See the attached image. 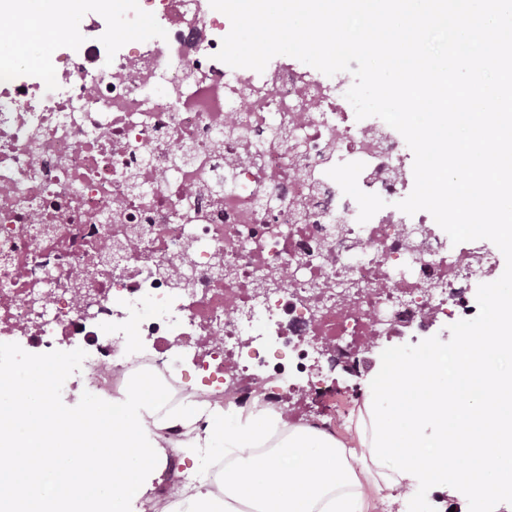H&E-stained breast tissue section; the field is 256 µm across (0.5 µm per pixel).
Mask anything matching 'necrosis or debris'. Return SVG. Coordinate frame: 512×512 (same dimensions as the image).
Returning a JSON list of instances; mask_svg holds the SVG:
<instances>
[{
	"label": "necrosis or debris",
	"instance_id": "4bbe7bcc",
	"mask_svg": "<svg viewBox=\"0 0 512 512\" xmlns=\"http://www.w3.org/2000/svg\"><path fill=\"white\" fill-rule=\"evenodd\" d=\"M144 2L147 42L91 7L45 62L0 56V356L53 365L77 342L87 391L150 375L167 398L257 400L289 420L301 383L322 404L308 426L330 430L336 392L311 367L474 318L499 250L386 208L411 193L414 155L380 118L353 121L350 72L230 67L210 0ZM182 439L161 431L145 512H176L193 484Z\"/></svg>",
	"mask_w": 512,
	"mask_h": 512
}]
</instances>
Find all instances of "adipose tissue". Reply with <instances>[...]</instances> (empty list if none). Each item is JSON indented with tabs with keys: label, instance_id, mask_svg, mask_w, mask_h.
Here are the masks:
<instances>
[{
	"label": "adipose tissue",
	"instance_id": "obj_1",
	"mask_svg": "<svg viewBox=\"0 0 512 512\" xmlns=\"http://www.w3.org/2000/svg\"><path fill=\"white\" fill-rule=\"evenodd\" d=\"M487 305L456 365L435 345L393 356L349 418V442L259 403L167 410L148 376L69 411L42 363L0 371V512H131L162 465V428L183 430L201 464L231 461L223 495L197 487L188 512H375L382 501L418 512L408 490L422 482L463 490L479 507L512 502V286L491 288Z\"/></svg>",
	"mask_w": 512,
	"mask_h": 512
}]
</instances>
